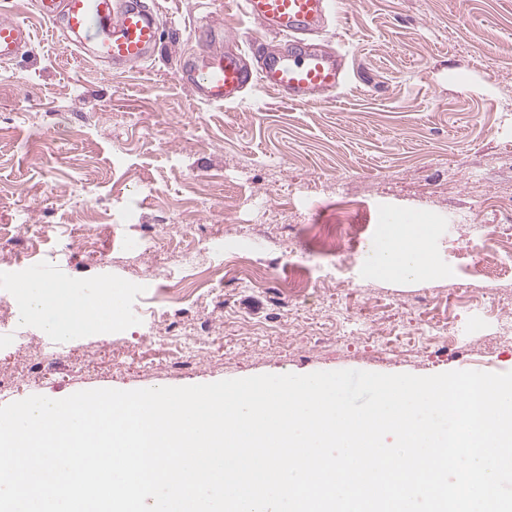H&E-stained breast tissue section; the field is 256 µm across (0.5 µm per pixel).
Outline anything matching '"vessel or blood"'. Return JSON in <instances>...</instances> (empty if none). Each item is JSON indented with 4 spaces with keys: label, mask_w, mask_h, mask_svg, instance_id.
Returning <instances> with one entry per match:
<instances>
[{
    "label": "vessel or blood",
    "mask_w": 512,
    "mask_h": 512,
    "mask_svg": "<svg viewBox=\"0 0 512 512\" xmlns=\"http://www.w3.org/2000/svg\"><path fill=\"white\" fill-rule=\"evenodd\" d=\"M243 15L262 31L288 37L287 50L249 69L236 41L202 25L207 49L191 57L184 77L209 104L238 101L251 85L277 92L295 106H307L335 93L344 83L341 55L314 44L312 37L338 15L336 0H239ZM39 18L56 26L77 58L115 67L147 63L161 41L157 9L135 0H34ZM225 41V49L213 41ZM32 42L29 25L0 14V64L18 57Z\"/></svg>",
    "instance_id": "obj_1"
}]
</instances>
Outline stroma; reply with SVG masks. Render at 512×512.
<instances>
[{
    "label": "stroma",
    "instance_id": "stroma-1",
    "mask_svg": "<svg viewBox=\"0 0 512 512\" xmlns=\"http://www.w3.org/2000/svg\"><path fill=\"white\" fill-rule=\"evenodd\" d=\"M158 2L162 39L145 65L114 73L78 60L32 0L0 9L34 31L31 45L0 65V373L8 402L34 394L189 386L260 374L360 370L434 375L512 371V335H493L494 315L459 311L458 326L482 344L445 352L418 344L388 357L348 335L336 309L375 305L387 324L418 338L427 317L448 312L449 288H479L481 236L463 218L512 225V0H340L320 34L346 56L348 78L334 96L306 107L274 92L246 90L224 106L206 104L181 78L192 36L207 19L256 55L285 49L261 35L234 0ZM432 227L437 267L428 283L374 276L373 248L392 214ZM80 224L108 225L87 247ZM149 229L154 252L124 250ZM355 248L335 277L306 294L286 287L300 256L321 257L333 241ZM204 248L227 266L223 282L173 302L154 301L164 281L186 275L180 253ZM64 265L71 292L112 281L121 332H76L58 350L63 370L35 356L38 322L6 310L14 291ZM176 338L210 323L202 349L179 360H145L154 321Z\"/></svg>",
    "mask_w": 512,
    "mask_h": 512
}]
</instances>
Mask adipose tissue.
<instances>
[{
    "label": "adipose tissue",
    "mask_w": 512,
    "mask_h": 512,
    "mask_svg": "<svg viewBox=\"0 0 512 512\" xmlns=\"http://www.w3.org/2000/svg\"><path fill=\"white\" fill-rule=\"evenodd\" d=\"M425 224H394L387 243L370 262L371 271L403 284L425 282L434 266ZM29 305V319L37 321L49 335L64 336L76 328L106 332L112 322L108 302L113 285L103 281L87 295L75 297L52 282L26 281L22 284Z\"/></svg>",
    "instance_id": "1"
}]
</instances>
